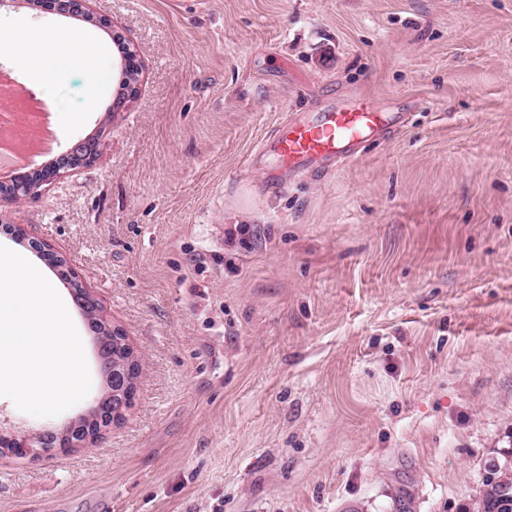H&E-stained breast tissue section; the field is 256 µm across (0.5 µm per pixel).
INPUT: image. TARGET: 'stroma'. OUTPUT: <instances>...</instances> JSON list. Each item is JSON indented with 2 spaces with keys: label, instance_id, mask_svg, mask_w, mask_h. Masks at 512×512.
<instances>
[{
  "label": "stroma",
  "instance_id": "stroma-1",
  "mask_svg": "<svg viewBox=\"0 0 512 512\" xmlns=\"http://www.w3.org/2000/svg\"><path fill=\"white\" fill-rule=\"evenodd\" d=\"M140 51L139 93L19 69L61 145L102 159L21 204L142 359L131 407L67 455L0 457V512H470L512 447V0H92ZM362 96L407 115L360 155L272 186L290 118ZM0 397V425L57 431Z\"/></svg>",
  "mask_w": 512,
  "mask_h": 512
}]
</instances>
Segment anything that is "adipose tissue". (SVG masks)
<instances>
[{
	"mask_svg": "<svg viewBox=\"0 0 512 512\" xmlns=\"http://www.w3.org/2000/svg\"><path fill=\"white\" fill-rule=\"evenodd\" d=\"M15 43L20 66L37 74L50 72L57 66L63 54V44L82 45L84 54L77 63L87 71L92 92L97 93L102 89L104 78L95 68L101 46L85 31L69 29L63 32L22 33L16 37Z\"/></svg>",
	"mask_w": 512,
	"mask_h": 512,
	"instance_id": "adipose-tissue-1",
	"label": "adipose tissue"
}]
</instances>
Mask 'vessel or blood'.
Returning a JSON list of instances; mask_svg holds the SVG:
<instances>
[{
    "label": "vessel or blood",
    "instance_id": "vessel-or-blood-1",
    "mask_svg": "<svg viewBox=\"0 0 512 512\" xmlns=\"http://www.w3.org/2000/svg\"><path fill=\"white\" fill-rule=\"evenodd\" d=\"M402 119V113L380 112L365 102L315 112L302 120H288L263 141L259 152L274 156L288 173L339 158L353 160L369 137Z\"/></svg>",
    "mask_w": 512,
    "mask_h": 512
}]
</instances>
